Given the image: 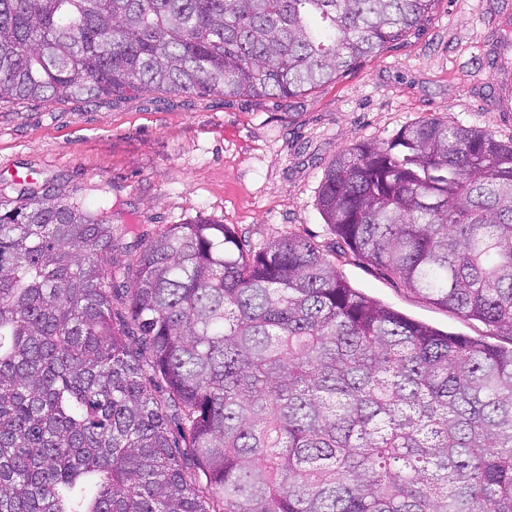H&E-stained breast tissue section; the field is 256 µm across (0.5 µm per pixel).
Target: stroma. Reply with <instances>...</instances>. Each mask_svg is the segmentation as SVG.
I'll return each mask as SVG.
<instances>
[{"mask_svg": "<svg viewBox=\"0 0 512 512\" xmlns=\"http://www.w3.org/2000/svg\"><path fill=\"white\" fill-rule=\"evenodd\" d=\"M426 118L512 141V0H436L420 33L293 99L145 88L91 101L0 103V191L30 173L88 207L105 196L120 201L135 226L120 241L125 263L137 253L134 241L199 215L257 245L293 232L329 250L336 238L317 206L328 164ZM336 265L351 287L407 317L512 345L350 250L338 252Z\"/></svg>", "mask_w": 512, "mask_h": 512, "instance_id": "1", "label": "stroma"}]
</instances>
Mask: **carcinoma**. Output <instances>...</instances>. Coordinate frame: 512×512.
Returning <instances> with one entry per match:
<instances>
[{"mask_svg": "<svg viewBox=\"0 0 512 512\" xmlns=\"http://www.w3.org/2000/svg\"><path fill=\"white\" fill-rule=\"evenodd\" d=\"M435 0H0V103L298 97ZM0 194V512H512V347L412 320L288 234ZM336 238L512 337V145L436 118L327 166ZM126 319L114 321L118 279Z\"/></svg>", "mask_w": 512, "mask_h": 512, "instance_id": "carcinoma-1", "label": "carcinoma"}]
</instances>
